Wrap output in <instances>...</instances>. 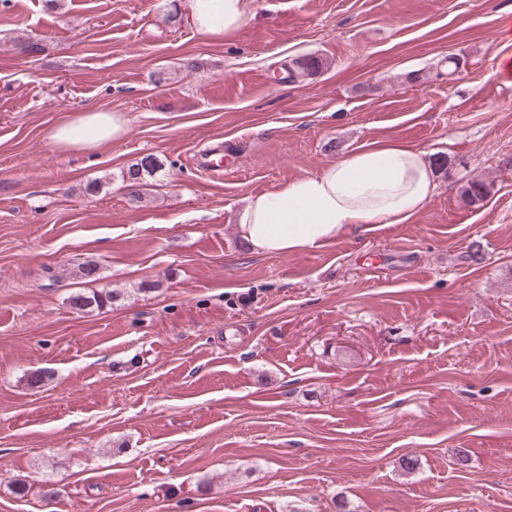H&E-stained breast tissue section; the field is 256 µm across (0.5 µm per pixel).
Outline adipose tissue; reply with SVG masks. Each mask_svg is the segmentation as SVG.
Listing matches in <instances>:
<instances>
[{
  "label": "adipose tissue",
  "mask_w": 512,
  "mask_h": 512,
  "mask_svg": "<svg viewBox=\"0 0 512 512\" xmlns=\"http://www.w3.org/2000/svg\"><path fill=\"white\" fill-rule=\"evenodd\" d=\"M200 34L220 39L236 33L245 0H187ZM127 120L118 112L88 111L58 125L62 148L96 149L120 139ZM437 189L425 151L398 140L374 144L248 197L237 216L242 239L257 253L283 255L321 247L337 237L410 223Z\"/></svg>",
  "instance_id": "1"
}]
</instances>
